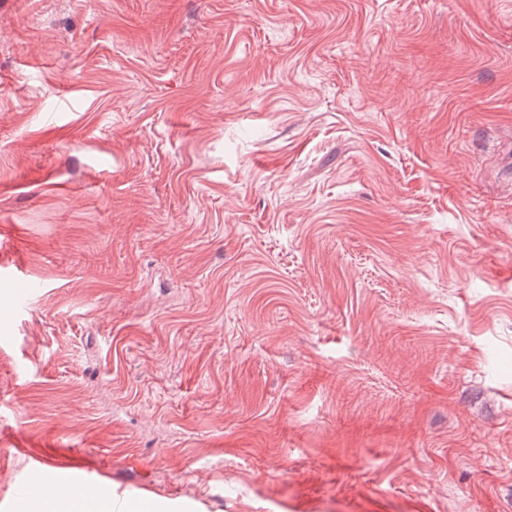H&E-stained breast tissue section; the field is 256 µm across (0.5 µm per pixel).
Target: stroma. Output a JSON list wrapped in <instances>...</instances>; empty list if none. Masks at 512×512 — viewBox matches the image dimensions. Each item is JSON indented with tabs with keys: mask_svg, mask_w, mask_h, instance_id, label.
<instances>
[{
	"mask_svg": "<svg viewBox=\"0 0 512 512\" xmlns=\"http://www.w3.org/2000/svg\"><path fill=\"white\" fill-rule=\"evenodd\" d=\"M0 254V512H512V0H0ZM62 506L65 507V511L60 512H74V510L80 506L82 511L84 509H90L93 506V495L89 489H78L71 490L64 496V500L60 504H45V509L49 511H55L54 507Z\"/></svg>",
	"mask_w": 512,
	"mask_h": 512,
	"instance_id": "obj_1",
	"label": "stroma"
}]
</instances>
